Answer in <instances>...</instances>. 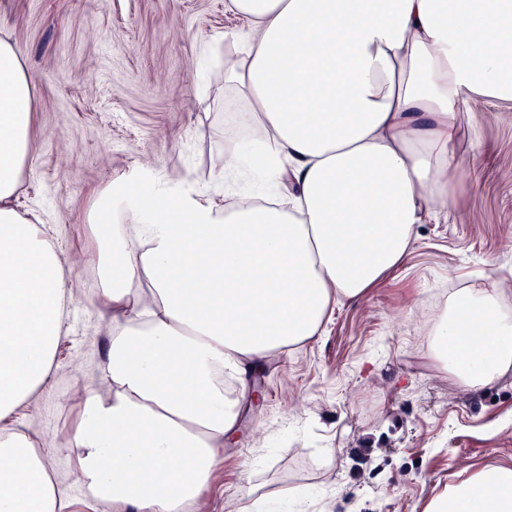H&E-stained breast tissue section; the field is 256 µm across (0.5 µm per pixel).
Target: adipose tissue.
I'll return each mask as SVG.
<instances>
[{
  "label": "adipose tissue",
  "instance_id": "1",
  "mask_svg": "<svg viewBox=\"0 0 512 512\" xmlns=\"http://www.w3.org/2000/svg\"><path fill=\"white\" fill-rule=\"evenodd\" d=\"M249 22L228 71L244 123L287 201L229 206L179 191L150 210L97 196L106 382L73 446L88 498L117 512H207L203 491L253 400L250 379L322 334L401 264L417 224L462 182V103L512 102V0H230ZM34 80L0 39V512H65L41 455L9 428L45 382L71 300L56 247L12 205L32 150ZM120 211L123 223L102 219ZM431 354L478 391L512 371V308L462 288ZM423 512H512V467L492 465Z\"/></svg>",
  "mask_w": 512,
  "mask_h": 512
}]
</instances>
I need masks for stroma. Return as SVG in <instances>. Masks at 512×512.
I'll use <instances>...</instances> for the list:
<instances>
[{
  "label": "stroma",
  "mask_w": 512,
  "mask_h": 512,
  "mask_svg": "<svg viewBox=\"0 0 512 512\" xmlns=\"http://www.w3.org/2000/svg\"><path fill=\"white\" fill-rule=\"evenodd\" d=\"M246 30L228 0H0V38L25 61L37 108L15 206L54 241L72 293L49 375L13 427L63 478L73 512H113L74 473L85 397L111 393L112 311L81 256L91 200L130 178L146 200L165 187L225 205L254 190L248 178L224 186L226 130L250 134L224 83ZM460 118L452 208L379 285L336 303L322 336L257 375L260 401L224 451L208 512H238L246 482L280 512L296 487L307 512H422L444 486L512 465V372L468 391L430 353L455 289L492 280L512 306V104L478 97Z\"/></svg>",
  "instance_id": "stroma-1"
}]
</instances>
